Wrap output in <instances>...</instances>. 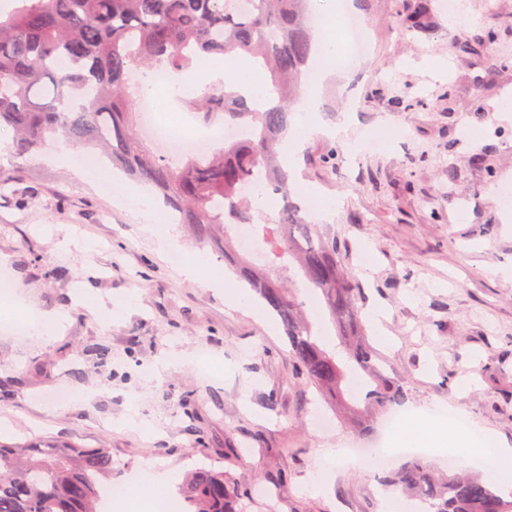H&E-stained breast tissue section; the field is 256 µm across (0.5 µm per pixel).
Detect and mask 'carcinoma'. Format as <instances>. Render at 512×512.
Masks as SVG:
<instances>
[{
  "mask_svg": "<svg viewBox=\"0 0 512 512\" xmlns=\"http://www.w3.org/2000/svg\"><path fill=\"white\" fill-rule=\"evenodd\" d=\"M309 0H13L0 11V125L15 131L13 153L24 157L64 138L76 148H101L112 163L153 184L201 243L224 254L258 300L286 329L299 374L331 407L370 430L372 416L404 405L409 391L392 380L367 341L360 289L336 253V240L308 219L279 147L308 81L315 28ZM248 57L269 73L266 105L257 110L230 73L184 100L207 121L247 135L204 158L155 155L138 133L130 84L146 64L180 75L212 56ZM275 200L270 218L255 222L252 186ZM261 230L273 258L261 266L234 247V229ZM293 263L318 291L339 344L330 349L279 271ZM367 378L358 403L344 396L347 372ZM112 453L69 442H0V512H98ZM428 506L425 512H512V500L474 475H438L413 458L379 478ZM183 512H246L233 476L212 467L190 472Z\"/></svg>",
  "mask_w": 512,
  "mask_h": 512,
  "instance_id": "1",
  "label": "carcinoma"
}]
</instances>
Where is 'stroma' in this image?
<instances>
[{
    "mask_svg": "<svg viewBox=\"0 0 512 512\" xmlns=\"http://www.w3.org/2000/svg\"><path fill=\"white\" fill-rule=\"evenodd\" d=\"M430 0L429 33L400 35L414 0H349L364 24L368 64L328 78L317 136L298 154L297 186L336 202L328 228L365 311L382 309L387 338L369 331L389 376L411 391L408 408L445 415L457 432L479 424L512 448V0ZM465 42L469 51L453 45ZM388 148L365 149L384 129ZM111 183L39 152H0V303L17 319L61 311L55 336L0 333V429L11 441L49 438L109 448L112 481L146 473L180 485L212 464L237 477L251 512H384L401 493L380 489L352 456L379 448L307 386L283 329L267 312L226 305L224 256L174 225L184 256L203 255L190 278L159 254L121 197L132 181L100 158ZM111 358L101 362L99 353ZM336 467L327 488L306 484Z\"/></svg>",
    "mask_w": 512,
    "mask_h": 512,
    "instance_id": "35a3bbf8",
    "label": "stroma"
}]
</instances>
